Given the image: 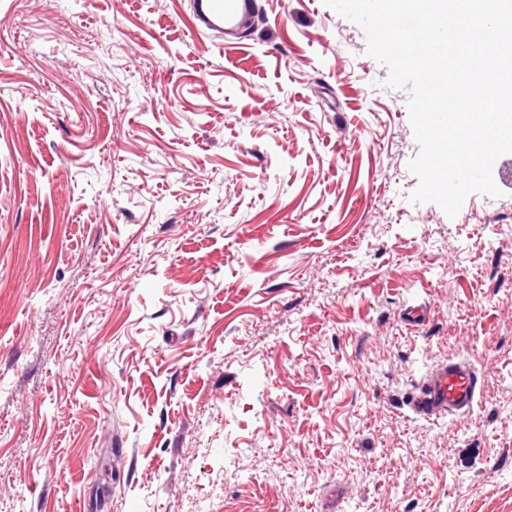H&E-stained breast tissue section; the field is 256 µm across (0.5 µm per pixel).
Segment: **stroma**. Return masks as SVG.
I'll return each mask as SVG.
<instances>
[{
	"mask_svg": "<svg viewBox=\"0 0 512 512\" xmlns=\"http://www.w3.org/2000/svg\"><path fill=\"white\" fill-rule=\"evenodd\" d=\"M257 4L0 0V512H512V154L412 205L364 29ZM194 20L191 30H203L224 34L250 27L257 16L256 0H195L193 1ZM481 392V381L469 361L448 360L430 371L407 399L410 412L436 421L468 415Z\"/></svg>",
	"mask_w": 512,
	"mask_h": 512,
	"instance_id": "35a3bbf8",
	"label": "stroma"
}]
</instances>
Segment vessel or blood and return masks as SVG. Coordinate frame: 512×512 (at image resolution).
<instances>
[{
	"instance_id": "b4317fda",
	"label": "vessel or blood",
	"mask_w": 512,
	"mask_h": 512,
	"mask_svg": "<svg viewBox=\"0 0 512 512\" xmlns=\"http://www.w3.org/2000/svg\"><path fill=\"white\" fill-rule=\"evenodd\" d=\"M191 29L224 33L250 27L257 16L256 0H194ZM481 392L471 362L451 360L430 371L407 399L417 418L436 421L468 415Z\"/></svg>"
}]
</instances>
